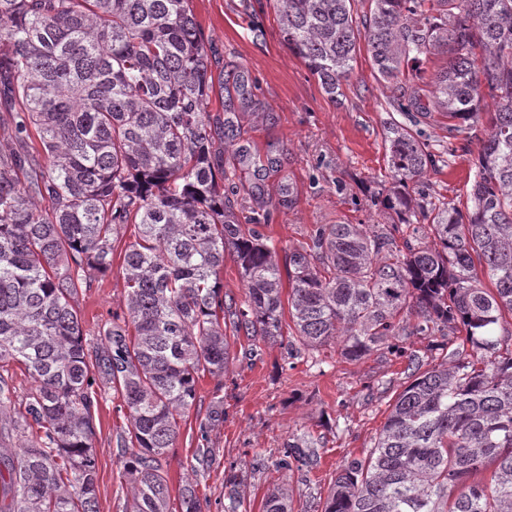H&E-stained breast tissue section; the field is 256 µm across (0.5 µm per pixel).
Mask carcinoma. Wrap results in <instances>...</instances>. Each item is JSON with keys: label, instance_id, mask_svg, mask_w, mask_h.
<instances>
[{"label": "carcinoma", "instance_id": "obj_1", "mask_svg": "<svg viewBox=\"0 0 512 512\" xmlns=\"http://www.w3.org/2000/svg\"><path fill=\"white\" fill-rule=\"evenodd\" d=\"M280 35L331 97L343 95L360 41L408 127L386 128L389 185L371 200L399 223L317 224L288 254V307L276 248L261 232L294 204L285 180L242 229L220 182L224 153L256 163L240 116L261 106L245 79L224 118L208 112L211 61L189 0H0V100L18 106L0 145V512H97L98 382L120 393L129 423V512H203L186 481L171 503L161 458L198 380L230 363V338L300 349L336 343L359 361L407 359L411 382L375 446L336 472L320 512H512V0H273ZM445 66L425 81L433 56ZM478 138L467 212L419 192L442 156L422 123ZM37 137L42 151L33 150ZM127 316L96 342L78 289L112 270L118 229ZM402 243H397V239ZM243 305L224 298L225 255ZM293 324L284 339L283 310ZM462 333L423 371L414 336ZM33 380L23 398L5 374ZM310 433L286 442L276 470L320 461ZM242 471H224V512H242ZM264 512H294L283 489Z\"/></svg>", "mask_w": 512, "mask_h": 512}]
</instances>
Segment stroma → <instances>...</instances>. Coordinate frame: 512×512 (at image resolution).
Returning <instances> with one entry per match:
<instances>
[{
	"label": "stroma",
	"instance_id": "obj_1",
	"mask_svg": "<svg viewBox=\"0 0 512 512\" xmlns=\"http://www.w3.org/2000/svg\"><path fill=\"white\" fill-rule=\"evenodd\" d=\"M190 7L212 56L211 114L223 113L240 75L255 84L263 106L260 116L241 121L256 169L241 170L232 157L224 159L239 203L262 205L284 179L294 187V205L277 209L263 229L279 256L307 248L318 224L343 221L377 231L393 223L394 215L372 206L371 199L388 179L386 124L396 113L367 50L358 51L342 87L344 97L337 102L282 43L272 6H259L257 0H191ZM426 133L445 163L424 175V185L432 198L466 208L477 140L449 139L447 129L439 126ZM271 157L277 167H267ZM136 231L132 224L120 229L111 271L80 289L75 299L88 340H96L112 315L127 313L122 262ZM230 355L224 375L200 378L196 404L180 419L176 444L162 460L171 497H178L185 478H192L199 496L208 501L207 512H224V470L233 464L246 474L239 487L246 512H263L267 495L278 485L292 489L295 512H302L311 494H327L343 461L373 448L393 400L409 383L405 359L374 354L349 362L333 344L303 350L291 361L279 346L242 336L231 340ZM99 391L94 438L98 510L128 512L131 483L121 448L128 421L118 410L120 394L106 383ZM218 398L224 419L208 430L212 456L201 466L198 426ZM305 431L325 442L319 468L309 474L275 471L283 445Z\"/></svg>",
	"mask_w": 512,
	"mask_h": 512
}]
</instances>
